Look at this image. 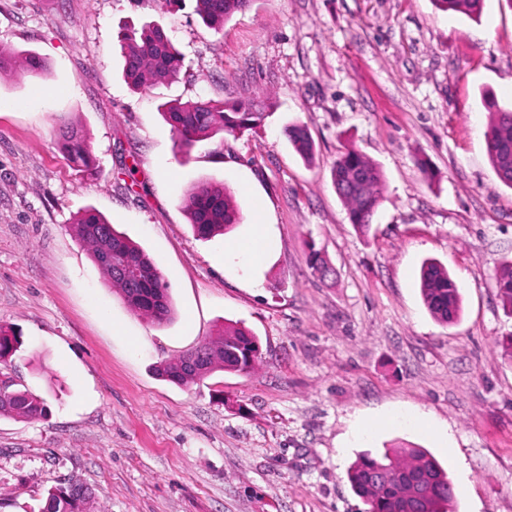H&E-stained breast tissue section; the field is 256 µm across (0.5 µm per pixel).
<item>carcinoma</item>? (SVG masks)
Returning <instances> with one entry per match:
<instances>
[{
	"instance_id": "obj_1",
	"label": "carcinoma",
	"mask_w": 512,
	"mask_h": 512,
	"mask_svg": "<svg viewBox=\"0 0 512 512\" xmlns=\"http://www.w3.org/2000/svg\"><path fill=\"white\" fill-rule=\"evenodd\" d=\"M203 21L216 31L224 22L246 9L251 0H196ZM443 11L470 16L480 13L482 0H435ZM123 73L136 89L146 82L169 81L182 68V57L164 30L146 25L126 33L121 40ZM490 120L485 131L487 156L499 180L512 188V109L487 100ZM166 122L177 136L179 151L190 153L199 143L218 133L241 134L260 124L263 113L251 101L232 103L213 100L165 102L160 105ZM286 135L299 155L308 159L313 144L298 125ZM57 136L64 155L86 169L95 158L83 136L65 119H59ZM336 193L347 207L352 224L367 229L381 199L380 169L364 154L348 148L332 168ZM186 210L195 236L209 240L224 234L240 221L230 192L222 185L203 182L185 197ZM73 231L90 246L94 263L118 287L126 303L136 312L162 325L171 321L175 310L170 287L156 263L130 238L117 231L93 209L82 213ZM496 288L504 309L512 313V261L503 264L496 276ZM420 290L430 315L448 325L458 318L461 298L456 282L441 264L428 260L420 272ZM21 336L0 326V362L21 347ZM261 359L257 336L238 324L224 325V333L156 368L159 377L183 386L200 381L214 369L248 374ZM47 412L44 401L29 391L0 390V417L34 420ZM354 491L369 505L368 512H445L453 507L452 483L439 462L426 450L412 445L386 448L379 454H361L348 471ZM93 490L80 483H63L47 491L41 512H86Z\"/></svg>"
}]
</instances>
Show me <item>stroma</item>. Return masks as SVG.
Listing matches in <instances>:
<instances>
[{"label":"stroma","instance_id":"35a3bbf8","mask_svg":"<svg viewBox=\"0 0 512 512\" xmlns=\"http://www.w3.org/2000/svg\"><path fill=\"white\" fill-rule=\"evenodd\" d=\"M149 23L184 67L136 89L119 38ZM0 44L48 67L0 73V324L23 341L0 379L48 406L0 417V512H39L64 480L92 487L89 512H367L347 470L402 442L447 470L455 512H512V363L497 345L512 315L495 281L512 260V189L484 137L486 96L512 105L507 0L476 19L434 0H252L220 32L196 0H0ZM199 99L252 100L264 119L185 157L159 106ZM62 116L93 172L60 151ZM347 146L383 174L365 232L331 182ZM202 181L241 216L210 240L183 208ZM89 208L156 262L170 322L134 312L74 235ZM259 221L275 250L255 266L225 257ZM427 259L460 289L455 324L423 304ZM227 322L259 338L253 372L156 376Z\"/></svg>","mask_w":512,"mask_h":512}]
</instances>
